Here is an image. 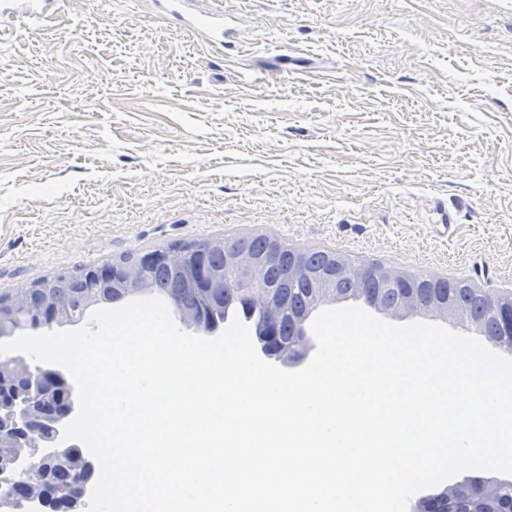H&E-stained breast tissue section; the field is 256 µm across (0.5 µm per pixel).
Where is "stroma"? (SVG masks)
Segmentation results:
<instances>
[{"label": "stroma", "mask_w": 512, "mask_h": 512, "mask_svg": "<svg viewBox=\"0 0 512 512\" xmlns=\"http://www.w3.org/2000/svg\"><path fill=\"white\" fill-rule=\"evenodd\" d=\"M225 54L152 0L0 12V293L267 234L512 285V0H222Z\"/></svg>", "instance_id": "35a3bbf8"}]
</instances>
